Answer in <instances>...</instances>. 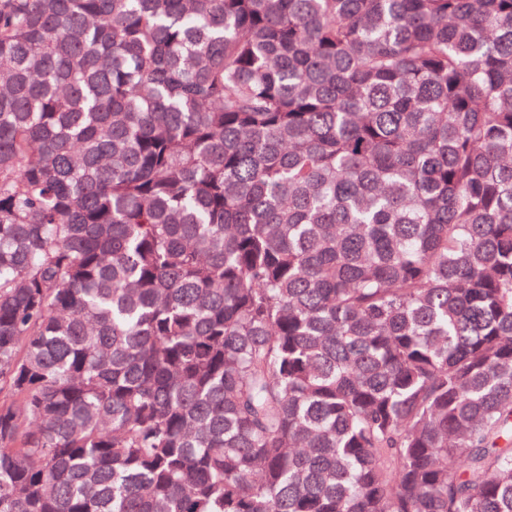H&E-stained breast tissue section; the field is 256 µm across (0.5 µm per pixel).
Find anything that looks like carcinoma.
<instances>
[{
  "label": "carcinoma",
  "mask_w": 512,
  "mask_h": 512,
  "mask_svg": "<svg viewBox=\"0 0 512 512\" xmlns=\"http://www.w3.org/2000/svg\"><path fill=\"white\" fill-rule=\"evenodd\" d=\"M0 512H512V0H0Z\"/></svg>",
  "instance_id": "cac0c4a2"
}]
</instances>
